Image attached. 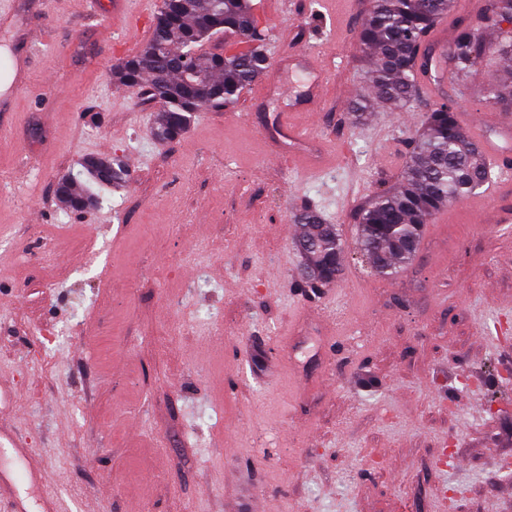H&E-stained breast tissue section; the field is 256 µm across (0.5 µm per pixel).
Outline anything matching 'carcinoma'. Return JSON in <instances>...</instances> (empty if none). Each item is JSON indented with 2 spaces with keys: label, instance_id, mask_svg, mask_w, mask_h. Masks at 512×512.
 <instances>
[{
  "label": "carcinoma",
  "instance_id": "cac0c4a2",
  "mask_svg": "<svg viewBox=\"0 0 512 512\" xmlns=\"http://www.w3.org/2000/svg\"><path fill=\"white\" fill-rule=\"evenodd\" d=\"M458 8V0H369L357 35L359 51L371 61V99L404 107L416 99L419 48L433 25ZM512 22V0H485L481 14L464 18L448 47V65L456 79L470 76L489 47L480 35L483 22ZM226 33L249 45L244 55L226 56L199 48L210 36ZM196 54L200 78L180 73L181 56ZM268 66L264 35L251 0H168L160 8L149 40L116 71L121 85L145 89L158 104L153 136L168 142L180 136L188 120L205 105L226 106L255 83ZM485 100L512 109V68L485 89ZM83 173L89 187L77 190L74 177L63 179L59 198L79 211L96 191L120 188L127 171L118 156H88ZM479 145L457 123L454 109L433 104L424 126L411 138L399 184L373 196L357 213L355 244L379 275L391 277L409 264L422 238V226L449 204L475 193L491 179ZM295 247L307 281L326 287L342 267L345 241L312 207L296 217Z\"/></svg>",
  "mask_w": 512,
  "mask_h": 512
}]
</instances>
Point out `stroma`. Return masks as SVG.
<instances>
[{
	"mask_svg": "<svg viewBox=\"0 0 512 512\" xmlns=\"http://www.w3.org/2000/svg\"><path fill=\"white\" fill-rule=\"evenodd\" d=\"M30 0V79L0 120V420L29 447L0 468L45 476L0 491L41 512H512V188L432 218L410 265L375 275L354 247L357 208L398 180L433 93L376 106L357 46L368 0H252L270 58L306 51L331 79L308 123L293 97L244 89L174 142L157 105L112 71L160 0ZM447 83L460 127L494 113L506 67ZM308 124L318 158L284 114ZM122 156L129 181L83 212L57 186L85 156ZM314 203L342 230L330 287L298 277L293 215Z\"/></svg>",
	"mask_w": 512,
	"mask_h": 512,
	"instance_id": "stroma-1",
	"label": "stroma"
}]
</instances>
